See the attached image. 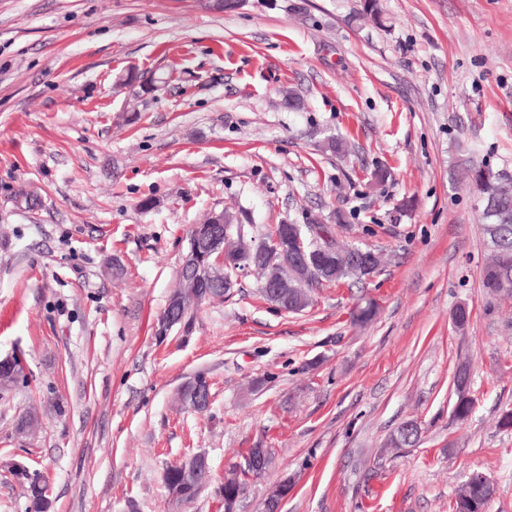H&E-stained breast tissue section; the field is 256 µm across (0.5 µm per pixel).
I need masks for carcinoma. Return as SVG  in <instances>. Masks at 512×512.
Returning a JSON list of instances; mask_svg holds the SVG:
<instances>
[{"label": "carcinoma", "mask_w": 512, "mask_h": 512, "mask_svg": "<svg viewBox=\"0 0 512 512\" xmlns=\"http://www.w3.org/2000/svg\"><path fill=\"white\" fill-rule=\"evenodd\" d=\"M464 170L470 188L477 198L484 234L492 253L491 261L482 272V287L489 295L495 296L512 289V177L471 161L464 164ZM229 245L237 252L235 261L238 270L256 274L261 284L265 281L264 261L268 260L270 254L278 255L290 263L301 254L318 261L310 279L291 281L292 288L288 289L286 299L280 295H268L264 289H259L261 296L276 309L289 308L302 300L309 306L314 289L346 279L360 282L365 279L364 268L369 267L375 271L381 265L379 253L370 248L341 246L336 241L332 226L320 221L308 224H275L256 241L234 238L229 240ZM177 292L184 294L185 320L189 323L194 321L199 305L228 296L226 292L214 291L212 284L206 280L198 281L192 288L181 282ZM467 375V366L460 365L455 374L453 406V416L460 422L466 421L475 407ZM418 440L419 437L414 431L407 435L396 430L389 435L379 456L396 455L402 449L414 446ZM248 478L249 473L239 470L235 465L229 466L224 485L220 488L224 501L231 502V505L224 508V512H235V498ZM38 484L40 480L37 478L27 481L32 512H44L46 507L44 488L38 487ZM166 486L170 495H182L189 502L201 490L199 486L193 488L187 485L181 469L175 465L170 467ZM494 494L493 482L480 474L457 489L450 507L452 512H458V506L468 502L471 505L470 512H485L489 498Z\"/></svg>", "instance_id": "carcinoma-1"}]
</instances>
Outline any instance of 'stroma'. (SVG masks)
<instances>
[{
    "label": "stroma",
    "mask_w": 512,
    "mask_h": 512,
    "mask_svg": "<svg viewBox=\"0 0 512 512\" xmlns=\"http://www.w3.org/2000/svg\"><path fill=\"white\" fill-rule=\"evenodd\" d=\"M379 3L376 25L364 0H0V357L28 376L0 392V512H28L19 465L47 512H170L164 471L200 450L213 481L186 512H224V470L249 448L274 461L237 512H263L286 477L281 512H450L477 472L489 512H512V292L482 286L461 178L466 158L512 174V0ZM330 135L347 154L322 150ZM215 209L253 234L319 219L384 262L300 313L243 275L159 339L187 233ZM197 374L203 413L177 400ZM33 404L42 430L17 438ZM409 419L421 442L379 459ZM469 371L466 365L461 364L456 370L454 382L455 401L453 416L457 421L464 422L472 414L475 401L470 391Z\"/></svg>",
    "instance_id": "1"
}]
</instances>
